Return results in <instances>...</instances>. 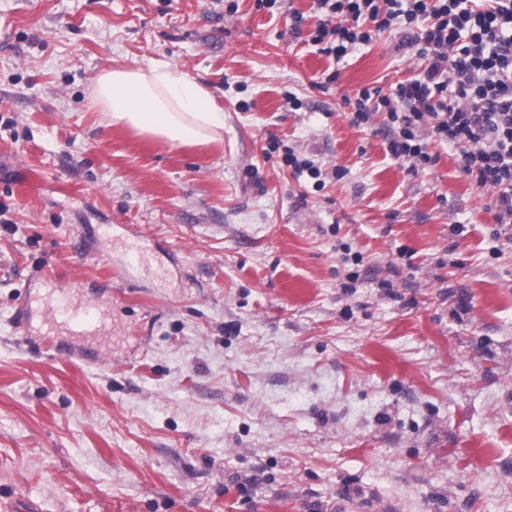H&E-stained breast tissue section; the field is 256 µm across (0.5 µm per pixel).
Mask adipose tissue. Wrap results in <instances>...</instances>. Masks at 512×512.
Returning <instances> with one entry per match:
<instances>
[{
	"label": "adipose tissue",
	"mask_w": 512,
	"mask_h": 512,
	"mask_svg": "<svg viewBox=\"0 0 512 512\" xmlns=\"http://www.w3.org/2000/svg\"><path fill=\"white\" fill-rule=\"evenodd\" d=\"M92 102L109 124L173 145L205 146L224 134V110L210 91L178 68L118 66L96 80Z\"/></svg>",
	"instance_id": "1"
}]
</instances>
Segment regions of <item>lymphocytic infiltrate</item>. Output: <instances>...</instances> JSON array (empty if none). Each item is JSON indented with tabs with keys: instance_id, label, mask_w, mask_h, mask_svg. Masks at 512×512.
<instances>
[{
	"instance_id": "f902f5d3",
	"label": "lymphocytic infiltrate",
	"mask_w": 512,
	"mask_h": 512,
	"mask_svg": "<svg viewBox=\"0 0 512 512\" xmlns=\"http://www.w3.org/2000/svg\"><path fill=\"white\" fill-rule=\"evenodd\" d=\"M311 36L342 60L356 45L401 26L424 62L390 91L364 88L347 101L351 122L388 114L389 154L411 172L434 165L429 140L459 146V169L492 189L498 223H512V0H314Z\"/></svg>"
}]
</instances>
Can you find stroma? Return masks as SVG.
<instances>
[{"mask_svg": "<svg viewBox=\"0 0 512 512\" xmlns=\"http://www.w3.org/2000/svg\"><path fill=\"white\" fill-rule=\"evenodd\" d=\"M236 3L0 0V512H512V224L351 124L403 30L337 62L313 0ZM159 63L222 140L107 124L99 74Z\"/></svg>", "mask_w": 512, "mask_h": 512, "instance_id": "1", "label": "stroma"}]
</instances>
